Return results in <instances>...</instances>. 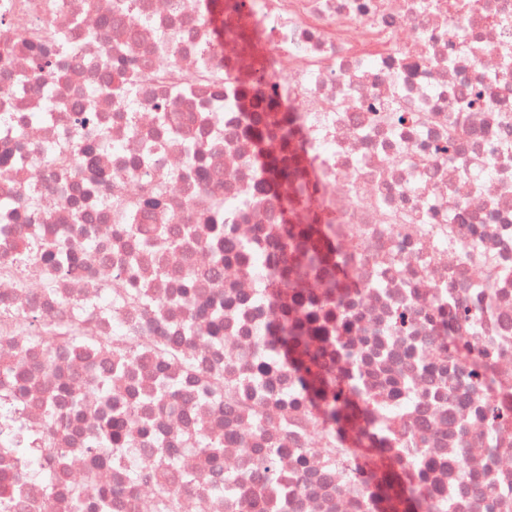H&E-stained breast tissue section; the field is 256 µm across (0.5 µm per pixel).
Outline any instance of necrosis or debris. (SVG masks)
<instances>
[{
	"label": "necrosis or debris",
	"mask_w": 512,
	"mask_h": 512,
	"mask_svg": "<svg viewBox=\"0 0 512 512\" xmlns=\"http://www.w3.org/2000/svg\"><path fill=\"white\" fill-rule=\"evenodd\" d=\"M0 22L61 38L57 78H32L24 45L0 54L12 77L0 89V198L16 202L0 216V390L41 446L65 451L51 495L0 432V500L159 512L174 485L178 512H384L360 460L328 453L376 430L403 472H426L434 505L512 512V428L489 454L473 362L448 356L437 324L448 303L474 310L452 333L512 408V0H0ZM174 77L190 83L166 121L152 102ZM91 94L96 120L82 126ZM137 223L180 228L181 243L144 247L127 231ZM218 237L235 245L220 268ZM37 239L72 248L68 274L36 253L15 266ZM313 249L345 300H326L319 281L293 287ZM282 316L368 400L337 435L287 366L266 361ZM32 321L93 325L133 358L45 349L27 338ZM219 379L230 391L215 401ZM73 397L83 415L55 419L51 406ZM108 412L125 438L117 455L90 447ZM195 435L220 445L213 464L189 454ZM271 445L284 506L253 467ZM160 447L182 455L191 482L154 475ZM230 478L233 496L205 492Z\"/></svg>",
	"instance_id": "4bbe7bcc"
}]
</instances>
